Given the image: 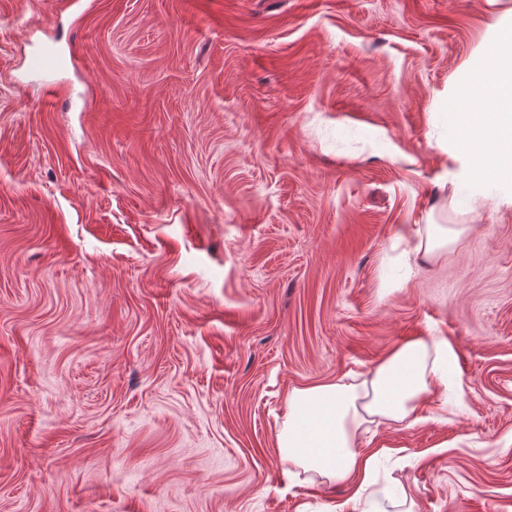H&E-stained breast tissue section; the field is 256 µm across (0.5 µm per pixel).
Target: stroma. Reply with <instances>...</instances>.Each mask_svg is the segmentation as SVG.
I'll return each mask as SVG.
<instances>
[{
  "instance_id": "stroma-1",
  "label": "stroma",
  "mask_w": 512,
  "mask_h": 512,
  "mask_svg": "<svg viewBox=\"0 0 512 512\" xmlns=\"http://www.w3.org/2000/svg\"><path fill=\"white\" fill-rule=\"evenodd\" d=\"M510 7L0 0V512H332L289 392L424 336L463 395L371 427V488L512 512V206L443 115ZM427 226L426 235H418L411 249L415 256H437L440 249L455 244L466 231L464 224H452L448 227L441 224Z\"/></svg>"
}]
</instances>
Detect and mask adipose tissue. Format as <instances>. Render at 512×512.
I'll list each match as a JSON object with an SVG mask.
<instances>
[{"label":"adipose tissue","mask_w":512,"mask_h":512,"mask_svg":"<svg viewBox=\"0 0 512 512\" xmlns=\"http://www.w3.org/2000/svg\"><path fill=\"white\" fill-rule=\"evenodd\" d=\"M495 50L461 73L449 103L456 152L474 191L512 187V10L493 29ZM453 351L435 336L396 349L360 381L292 390L276 437L288 476L324 485L366 476L371 460L358 444L373 422L410 427L437 389L448 388Z\"/></svg>","instance_id":"1"}]
</instances>
